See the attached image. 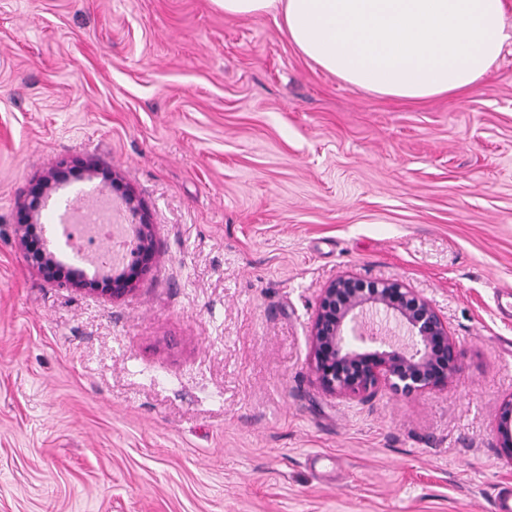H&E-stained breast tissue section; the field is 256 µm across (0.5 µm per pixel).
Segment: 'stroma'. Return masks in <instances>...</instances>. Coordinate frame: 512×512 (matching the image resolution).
<instances>
[{"instance_id": "stroma-1", "label": "stroma", "mask_w": 512, "mask_h": 512, "mask_svg": "<svg viewBox=\"0 0 512 512\" xmlns=\"http://www.w3.org/2000/svg\"><path fill=\"white\" fill-rule=\"evenodd\" d=\"M93 161L144 204L125 296L47 281L30 183ZM57 184L34 234L51 236ZM404 282L459 342L446 387L332 395L322 288ZM512 42L471 92L397 103L213 0H0V512H494L512 484ZM500 453L512 459V396L503 399L499 406Z\"/></svg>"}]
</instances>
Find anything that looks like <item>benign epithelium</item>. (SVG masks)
Masks as SVG:
<instances>
[{
    "mask_svg": "<svg viewBox=\"0 0 512 512\" xmlns=\"http://www.w3.org/2000/svg\"><path fill=\"white\" fill-rule=\"evenodd\" d=\"M31 184L17 212V224L28 262L44 278L89 294L120 298L150 268L155 243L149 215L130 191L122 196L127 210L138 216L132 261L104 270L84 265L85 254L73 252L66 274L58 248L45 238L34 240L29 228L38 222L54 181ZM463 352L448 332L441 313L417 291L398 280H365L344 274L321 289L311 329V368L327 392L367 399L381 387L409 398L448 383L461 367ZM500 453L512 459V396L499 406Z\"/></svg>",
    "mask_w": 512,
    "mask_h": 512,
    "instance_id": "benign-epithelium-1",
    "label": "benign epithelium"
}]
</instances>
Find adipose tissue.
<instances>
[{"instance_id":"1","label":"adipose tissue","mask_w":512,"mask_h":512,"mask_svg":"<svg viewBox=\"0 0 512 512\" xmlns=\"http://www.w3.org/2000/svg\"><path fill=\"white\" fill-rule=\"evenodd\" d=\"M280 16L290 42L345 83L405 102L473 90L512 39L504 0H214Z\"/></svg>"}]
</instances>
